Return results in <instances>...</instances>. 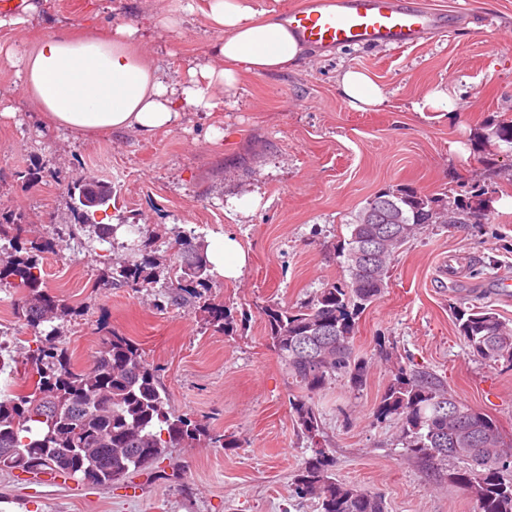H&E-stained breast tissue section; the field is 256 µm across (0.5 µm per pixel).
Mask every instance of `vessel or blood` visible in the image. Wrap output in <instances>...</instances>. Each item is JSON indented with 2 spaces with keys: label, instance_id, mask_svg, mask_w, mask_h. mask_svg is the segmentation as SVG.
I'll return each mask as SVG.
<instances>
[{
  "label": "vessel or blood",
  "instance_id": "b4317fda",
  "mask_svg": "<svg viewBox=\"0 0 512 512\" xmlns=\"http://www.w3.org/2000/svg\"><path fill=\"white\" fill-rule=\"evenodd\" d=\"M283 20L299 42L324 52L354 45L404 48L447 27L443 15L419 0H301Z\"/></svg>",
  "mask_w": 512,
  "mask_h": 512
}]
</instances>
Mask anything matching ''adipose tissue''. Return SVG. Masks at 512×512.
Returning a JSON list of instances; mask_svg holds the SVG:
<instances>
[{"label":"adipose tissue","instance_id":"obj_1","mask_svg":"<svg viewBox=\"0 0 512 512\" xmlns=\"http://www.w3.org/2000/svg\"><path fill=\"white\" fill-rule=\"evenodd\" d=\"M41 8V0H8L0 12V44L16 27L29 28L33 48L7 51L5 58L46 122L83 136H155L186 110L223 111L243 74L277 75L305 55L280 14L257 9L253 0H187L185 11L201 13L224 37L205 62L187 66L173 81L139 51L140 25L120 21L87 32L43 23ZM337 84L358 109L378 108L386 99L361 69L343 71Z\"/></svg>","mask_w":512,"mask_h":512}]
</instances>
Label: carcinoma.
<instances>
[{"label": "carcinoma", "instance_id": "cac0c4a2", "mask_svg": "<svg viewBox=\"0 0 512 512\" xmlns=\"http://www.w3.org/2000/svg\"><path fill=\"white\" fill-rule=\"evenodd\" d=\"M481 138L512 149V119L487 122ZM67 194L72 227L89 232L93 241L112 242L120 225L95 218L99 204L112 202V185L86 176L67 186ZM376 198L401 210L410 231L379 253L374 271L367 274L349 265L347 280L326 284L308 301L296 306L275 302L263 309L270 345L303 391L290 401L297 429L313 444L312 454L293 476L294 493L317 499L320 512H385L381 495L343 482L331 471L332 460L318 440L322 421L313 396L339 377L357 390L366 385L367 364L355 355L352 344L355 316L384 293L390 265L400 250L436 223L449 205L459 204L457 198L449 201L409 187L381 191ZM488 213L489 204L482 201L465 212L464 223L485 224ZM363 214L359 211L349 224L345 256L368 237ZM8 230L9 247L0 245V284L15 280L24 290L14 304V315L37 335L43 323L64 322L73 309L45 288L40 273L42 254L54 249L52 239L31 241L21 251L18 240L26 233V219L20 212L0 213V237ZM147 245V230L141 226L136 243L127 248L129 256L112 263L103 282L112 288L157 286L169 306L200 301L207 324L228 330L230 316L224 305L204 301L212 268L204 247L190 235L177 233L170 242L173 261L161 275L157 263L144 254ZM454 318L473 359L512 361V328L494 309L460 305ZM57 336L55 326L39 339L40 346L22 356L25 390L0 399V451H22L7 459L0 456L1 471L21 461L65 480L109 487L120 475L159 463L170 448L194 447L202 441L216 448L235 446L204 422L167 408L155 368L129 337H103L92 364L77 368L56 347ZM326 345L331 346L330 358L320 360ZM377 414L398 420L406 454L422 464L434 466L450 459L464 463L448 470V485L468 496L474 512H512V463L498 461L502 454L512 455V437L503 434L496 419L460 401L448 383L428 371L400 367L380 398ZM45 417L57 426L49 439ZM462 432L476 439L474 451L465 456L454 452V440Z\"/></svg>", "mask_w": 512, "mask_h": 512}]
</instances>
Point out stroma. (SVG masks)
I'll use <instances>...</instances> for the list:
<instances>
[{
	"instance_id": "obj_1",
	"label": "stroma",
	"mask_w": 512,
	"mask_h": 512,
	"mask_svg": "<svg viewBox=\"0 0 512 512\" xmlns=\"http://www.w3.org/2000/svg\"><path fill=\"white\" fill-rule=\"evenodd\" d=\"M457 23L409 48L341 47L310 53L276 76H244L223 112L182 113L168 130L85 138L47 125L26 97L16 67L0 56V210L25 212V241L59 237L68 221L66 187L88 175L110 183L105 224H144L149 254L167 259L172 231H193L211 246L233 235L249 261L239 278L214 275L211 293L232 318L228 332L203 327L193 307H157L153 295L107 288L105 269L120 249L56 246L42 275L74 309L56 343L75 366H89L104 336L138 342L156 367L169 406L236 439L233 448L170 449L156 467L107 488L75 480L0 471V512H319L299 498L292 477L311 454L297 432L290 398L299 395L268 344L262 312L270 301L303 302L345 276L349 225L375 193L409 186L425 194L460 193L478 179L481 157L512 168V150L475 147L488 119L512 116V0H421ZM175 0H46L64 26L117 19L150 25L140 45L161 69L205 58L221 40L198 13L164 24ZM349 68L371 73L385 104L353 109L337 88ZM455 90L451 112L418 111L436 86ZM37 172L28 180V172ZM470 268L456 280L442 272L450 255ZM512 207L495 204L485 224H433L392 263L382 296L356 319L354 351L369 363L361 390L339 378L314 402L337 478L381 493L386 512H473L445 467L405 456L396 419L377 416L398 366L447 380L465 404L494 417L512 435V363H484L467 353L450 307L459 300L494 306L512 322ZM15 288L0 284V344L11 360L0 398L19 391L15 358L37 340L13 316Z\"/></svg>"
}]
</instances>
